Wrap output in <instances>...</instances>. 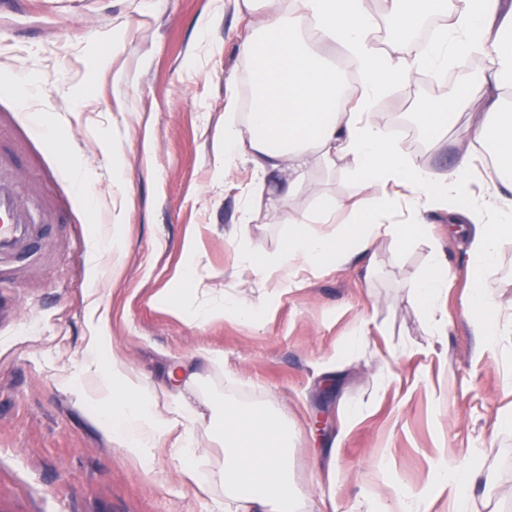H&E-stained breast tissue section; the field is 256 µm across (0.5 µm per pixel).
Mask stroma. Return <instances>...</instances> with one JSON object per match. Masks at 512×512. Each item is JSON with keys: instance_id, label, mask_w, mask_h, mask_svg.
I'll use <instances>...</instances> for the list:
<instances>
[{"instance_id": "35a3bbf8", "label": "stroma", "mask_w": 512, "mask_h": 512, "mask_svg": "<svg viewBox=\"0 0 512 512\" xmlns=\"http://www.w3.org/2000/svg\"><path fill=\"white\" fill-rule=\"evenodd\" d=\"M213 16L201 30L202 17ZM247 21L234 0H7L0 7V114L19 111L15 74L34 76L28 109L53 125L46 141L16 131L18 191L48 247L33 264L0 281V512H211L212 495L183 475L172 447L149 468L130 460L95 423V402L76 404L64 386L77 377L108 319L110 354L160 381L177 360L205 376L202 398L264 407L296 433L291 476L301 512H394L401 491L448 512L440 461L470 463L475 512H512V328L499 348L475 361L476 338L462 313L470 275L466 242L448 217L430 211V236L406 247L382 243L375 256L328 263L291 287L235 276L249 250L278 254L288 225L273 206L309 211L306 194L283 197L275 177L255 185L250 166L230 179L224 160V99L247 101L235 40ZM486 59L474 55L436 77L423 70L376 103L403 148L438 171L454 146L415 136L407 114L418 98L445 99L468 87ZM78 167L88 186L34 182L35 173ZM320 190L350 202L372 196L344 166L318 167ZM253 197H245L246 189ZM89 191L77 223L48 224L56 195ZM250 208L248 232L236 224ZM110 237L97 272L86 262L92 237ZM195 248L186 251V240ZM452 285L439 310L448 333L430 336L409 285L432 254ZM374 276H366L367 265ZM190 270L192 284L178 275ZM486 287L512 316V237L499 247V272ZM178 292L179 308L167 295ZM232 294L271 302L260 322L236 318L197 325L182 316ZM368 321L354 344L360 321ZM213 351L220 363L207 364ZM360 416H352L353 408Z\"/></svg>"}]
</instances>
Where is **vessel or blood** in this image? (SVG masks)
<instances>
[{
	"label": "vessel or blood",
	"mask_w": 512,
	"mask_h": 512,
	"mask_svg": "<svg viewBox=\"0 0 512 512\" xmlns=\"http://www.w3.org/2000/svg\"><path fill=\"white\" fill-rule=\"evenodd\" d=\"M12 165V155L0 144V275L33 257L41 233L17 193Z\"/></svg>",
	"instance_id": "b4317fda"
}]
</instances>
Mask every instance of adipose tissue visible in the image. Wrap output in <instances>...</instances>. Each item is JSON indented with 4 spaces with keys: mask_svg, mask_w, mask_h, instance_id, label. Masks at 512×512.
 Instances as JSON below:
<instances>
[{
    "mask_svg": "<svg viewBox=\"0 0 512 512\" xmlns=\"http://www.w3.org/2000/svg\"><path fill=\"white\" fill-rule=\"evenodd\" d=\"M236 3L252 23L251 34L237 44L238 57L250 69L252 99L243 124L237 120L235 99L224 106L223 173L231 175L238 163H247L256 174L280 178L286 193L304 192L317 199L316 209L308 214L281 208L277 219L290 227L287 250L276 257L243 253L244 268L292 284L301 272L316 270L325 260L344 266L374 252L381 239L404 246L427 238L421 213L432 208L448 211L458 218L451 231L468 242L473 286L465 313L472 334L479 338L474 357L482 359L501 332L494 298L483 281L497 267L501 240L512 236V6L503 0H392L386 25L398 41L409 40L422 16L450 11L456 15L452 27L440 29L415 54L398 59L377 48L379 23L366 0ZM326 46L340 48L346 66L324 55ZM474 54L487 55L491 65L470 90L446 100L423 99L413 107L417 124L429 137L453 140L458 149L453 169L441 174L424 169L377 117L372 102L392 85L410 81L420 69L444 71ZM350 66L362 83L346 100L342 94ZM477 93L493 101L474 112L470 105ZM487 159L494 168V189L478 201L470 195V180ZM340 162L365 185L406 188L412 221L385 223L382 216L394 201L376 196L363 199L349 223H337L345 201L322 195L311 173L315 165L333 167ZM449 280L447 262L436 255L410 285L429 335L448 333L436 311ZM267 311L266 304L228 294L187 317L199 323L229 316L254 321ZM109 341L107 327H99L85 357L93 379L79 386L77 396L102 403L97 424L127 457L148 465L154 450L174 436L186 478L202 493H210V476L196 464L194 430L206 418L211 439L224 448L220 477L225 512H299L300 495L288 471L292 429L257 406L228 404L204 416L191 398L201 374L184 363L170 381L149 379L118 358L100 368Z\"/></svg>",
    "mask_w": 512,
    "mask_h": 512,
    "instance_id": "adipose-tissue-1",
    "label": "adipose tissue"
}]
</instances>
